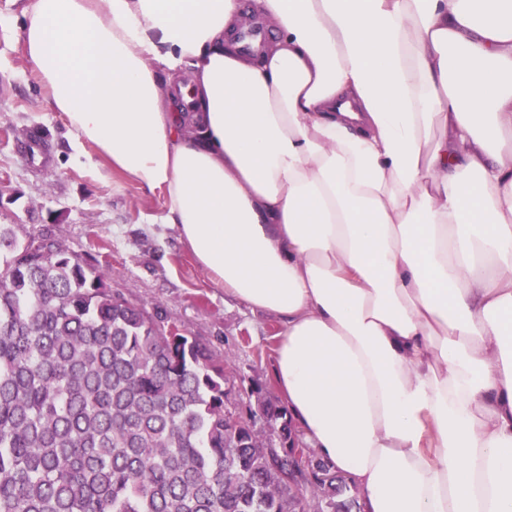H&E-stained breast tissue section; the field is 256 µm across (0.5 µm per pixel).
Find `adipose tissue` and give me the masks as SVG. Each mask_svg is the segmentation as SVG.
I'll use <instances>...</instances> for the list:
<instances>
[{
    "label": "adipose tissue",
    "instance_id": "obj_1",
    "mask_svg": "<svg viewBox=\"0 0 512 512\" xmlns=\"http://www.w3.org/2000/svg\"><path fill=\"white\" fill-rule=\"evenodd\" d=\"M273 31L240 53L248 16ZM78 143L160 192L364 512H512V0H26Z\"/></svg>",
    "mask_w": 512,
    "mask_h": 512
}]
</instances>
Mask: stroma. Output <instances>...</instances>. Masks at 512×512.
<instances>
[{
    "label": "stroma",
    "instance_id": "35a3bbf8",
    "mask_svg": "<svg viewBox=\"0 0 512 512\" xmlns=\"http://www.w3.org/2000/svg\"><path fill=\"white\" fill-rule=\"evenodd\" d=\"M23 2L0 0V224L50 236L100 267L112 290L205 342L224 357L232 398L250 417L253 388L281 396L279 318L225 298L162 222L160 193L119 172L100 178L102 159L70 137L25 57Z\"/></svg>",
    "mask_w": 512,
    "mask_h": 512
}]
</instances>
